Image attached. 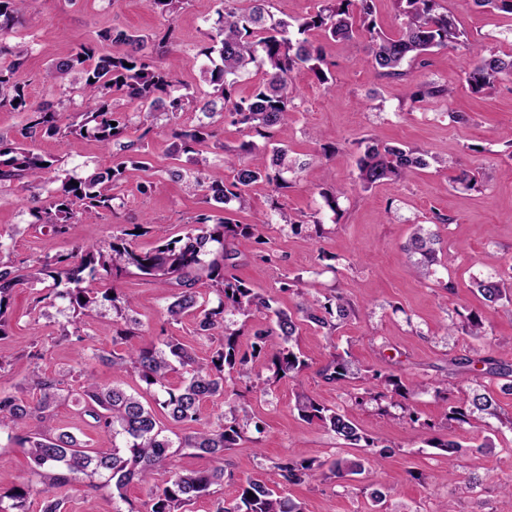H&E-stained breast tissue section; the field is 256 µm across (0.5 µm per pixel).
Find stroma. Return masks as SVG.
Masks as SVG:
<instances>
[{"label": "stroma", "instance_id": "35a3bbf8", "mask_svg": "<svg viewBox=\"0 0 512 512\" xmlns=\"http://www.w3.org/2000/svg\"><path fill=\"white\" fill-rule=\"evenodd\" d=\"M441 5L486 53L512 51V15L476 7L473 0H441ZM218 7L217 0H185L174 19L183 49L176 76L198 89L204 83L194 48L213 24ZM164 23V17L146 9L142 0H32L23 29L34 45L25 73L30 100L58 99L39 78L48 56L64 57L77 44L100 43L102 33L115 29L147 34ZM326 52L333 64L335 91H327L307 70L295 71L291 85L298 108L278 135L292 156L306 161V169L280 193L262 182L252 185L249 208L233 217L247 224L255 215L273 213L278 207L307 216L320 204V191L332 185L343 192L340 211L323 212L318 233L295 234L272 224L263 230L264 246L239 242L245 259L236 274L255 291L275 297L282 309H292L296 297L281 292L280 281L298 276L302 289L342 292L355 314L339 324L332 347L322 331L302 327L298 349L307 366L297 378L280 380L266 394L246 391L243 382L233 380L225 384L223 397L203 403L201 418L206 421L234 401L236 392H243L262 429L248 431L245 441L225 453L223 486L216 496L198 499L190 512H213L218 497L235 500L241 479L268 471L272 462L289 453L318 462L342 455L365 463L362 474L351 481L316 480L284 487V494L299 502L303 512H438L442 507L448 512H507L512 504L502 488L512 483V431L493 434L477 422L460 425L447 420L449 402L460 401L463 391L454 390L447 402L432 388L416 392L410 403L419 421L413 424L381 414L373 404H352L345 390L326 383L320 371L330 353L346 352L362 369H387L401 379L432 385L445 378L451 357L468 354L473 346L464 333H446L458 313L471 310L491 328L483 342L484 355L512 363V303L487 306L474 285L478 273H504L512 267V79L500 78L484 93L471 92L463 74L470 54L461 44L434 50L411 83L376 79L366 39L330 42ZM428 80L448 87L449 96L412 103L415 82ZM453 112L464 114L465 122L450 121ZM371 136L455 160L476 174L477 183L469 190L453 188L454 171L434 164L362 191L356 183V160L363 140ZM35 145L61 159L67 169L78 164L90 170L105 168L113 162L91 138L45 136ZM148 152L157 172L149 177L127 168L120 187L124 208L96 223L72 225L63 238L28 228V192L0 193V234L10 238L11 258L19 262L69 252L89 242L103 243L117 230L145 220L150 223L148 233L134 240L139 249H152L160 239L180 234L188 218L204 209V198L188 194L182 182L171 177L179 162L167 133L150 137ZM148 179L152 189L141 192L140 184ZM438 214L451 218L437 231L453 260L439 268L438 281L423 282L413 274L404 247L414 225L430 223ZM448 281L453 290H445ZM119 288L135 303L133 315L144 338L164 329L199 358L208 356L210 345L194 334L192 318L166 322L168 290L135 276L126 277ZM39 294V287L25 285L11 297L10 327L0 337L2 389L27 385L33 368L54 372L72 364L79 347H112L111 306H102L98 317L80 325L79 336L64 339V315L32 322L30 312ZM34 344L43 353L36 361L28 356ZM302 392L346 411L376 447L387 449V456L373 459V449L344 445L327 428L303 421L294 408ZM433 437L457 442L455 458L428 446ZM488 439L493 451L477 453V446ZM448 469L453 478L440 480V473ZM470 476L479 481L472 492L464 488ZM376 490L385 495L378 504L372 499Z\"/></svg>", "mask_w": 512, "mask_h": 512}]
</instances>
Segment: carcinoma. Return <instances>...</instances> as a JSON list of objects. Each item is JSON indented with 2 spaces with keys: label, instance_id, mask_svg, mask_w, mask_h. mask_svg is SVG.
I'll return each instance as SVG.
<instances>
[{
  "label": "carcinoma",
  "instance_id": "obj_1",
  "mask_svg": "<svg viewBox=\"0 0 512 512\" xmlns=\"http://www.w3.org/2000/svg\"><path fill=\"white\" fill-rule=\"evenodd\" d=\"M239 0H221L217 19L196 46V55L207 64L202 79L210 87L205 96L174 78L179 58L173 19L183 0H144L153 12L167 18V26L154 36L115 30L102 35L113 45L126 50L103 51L92 43H81L63 58H52L42 75L43 82L58 92V102L35 104L29 100L27 84L20 79L27 68L32 47L25 41L12 45L9 36L19 35L30 0H0V107L27 113V122L13 138L0 136V192L22 185L31 191L33 205L27 207L29 227L48 228L54 236L64 237L70 226L93 221L104 214L114 215L124 207L116 193L127 167L143 171L152 169L146 138L155 131H168L173 152L185 157L184 164L171 175L185 181L190 193L206 191L207 201L215 202L209 210L197 214L181 235L161 241L144 251L134 244L137 233L121 229L105 244H88L79 248L80 260L71 253H46L27 264L3 260L5 247L0 240V336L9 328L8 308L15 288L27 284L44 285L36 303L55 306L58 299L67 302L74 325L97 316L108 301L113 324L117 325L112 343L128 341L138 335L137 319L129 316L133 301L121 297L116 283L130 275L159 288L171 290L167 305V322L178 323L193 318L194 334L213 344L209 358L197 359L186 344L174 336L160 341L144 340L124 354L94 350L77 352L76 363L106 362L119 371L130 372L154 391L152 401L143 402L140 392L128 393L115 386H102L90 372L79 374L78 387L68 383L73 369L54 375L33 371L29 386L0 390V430L25 450L30 474L40 483L27 480L8 493L12 500L0 512H30L31 503L39 512H63L68 490L79 480H87L91 489L112 488V500L128 502L127 487L134 483L149 486L144 512H183V508L200 497L214 493L212 487L224 483V452L245 439L249 426L260 430L254 416L242 405L227 404L214 419L201 422V405L208 399L224 396L229 379H263V391L269 392L283 378L297 376L307 366L301 353L294 351L298 329L309 323L324 330L330 347H335L338 320L354 312L352 304L340 293L311 294L297 291L300 301L293 312L273 307V300L248 287L233 270L242 253L235 248L239 240L262 239L261 230L270 223L261 214L251 224H239L228 216L233 206H249L251 185L265 182L277 190L288 188L287 175L303 170L289 156L288 146L275 142L277 132L288 126L294 112L295 94L290 86L291 74L301 68L329 89L335 88L324 48L309 39V32L319 29L328 40L351 41L364 37L372 55L374 76L382 79L413 80L416 66H425L426 57L435 48H447L469 41L451 14L441 10L439 0H396L403 26L395 34L377 28L373 17V0H322L313 14L291 22L275 17L267 8L269 0H251L241 8ZM172 57L169 66L155 63V55ZM477 61L465 71V82L474 93L486 92L495 82L512 77V53L485 57L476 50ZM262 70L261 82L247 97L235 96L239 79L251 67ZM448 88L435 82H423L411 102L445 98ZM80 101H75V98ZM236 126L248 139L230 147L217 138L216 123ZM141 131L136 138L129 128ZM95 138L107 152L117 158L112 166L96 168L84 175L61 170L60 160L42 154L29 143L39 137L61 136ZM264 139L258 146L250 137ZM212 143L221 164L210 165L200 156V146ZM357 181L368 191L388 181L401 179L429 166L426 151L399 143H383L376 138L366 141L356 161ZM234 171L233 179L224 181V169ZM76 184H71V181ZM48 204H39L41 194ZM280 223L297 231L310 224L318 228L317 214L309 220H297L280 211ZM439 237L428 224H417L407 246L411 267L418 278L431 281L442 265ZM207 285L198 291L197 285ZM484 300L498 303L512 301V289L501 274L474 278ZM215 299H210L209 295ZM246 319L261 316L267 321L253 333L250 349L241 350V329H232L226 317ZM461 330L476 341L489 335L488 326L476 313L461 316ZM450 364L463 368L470 376L466 402L453 406L449 419L458 423L481 422L494 429L493 422L512 430V418L504 416L489 386L486 375L506 379L512 367L482 355L480 350ZM183 369L180 383L172 385L169 377ZM271 375L264 378L262 371ZM359 369L349 357L330 354L320 376L328 383L347 386L357 379ZM369 385L353 395L355 403L381 402L398 396L403 417L418 421L407 400L424 387L411 384L381 369L367 376ZM61 401H70L80 414L93 420L94 427L112 434V451L89 445L70 428L60 425L54 414ZM298 414L307 422H316L331 430L348 445L374 446L362 435L348 415L329 408L316 399L299 394L295 400ZM176 423H195L197 427L173 441L165 435L158 414ZM189 449L208 455L215 466L201 471H177L174 461L179 452ZM266 478L248 476L242 481L234 503L216 499L214 512H302L299 503L281 495L274 486L301 485L315 476L323 480H345L362 473L360 460L338 456L329 465L299 459L293 454L280 458ZM172 472L161 484L155 483L160 470ZM103 479L97 484L94 479ZM253 497H248L249 493Z\"/></svg>",
  "mask_w": 512,
  "mask_h": 512
}]
</instances>
